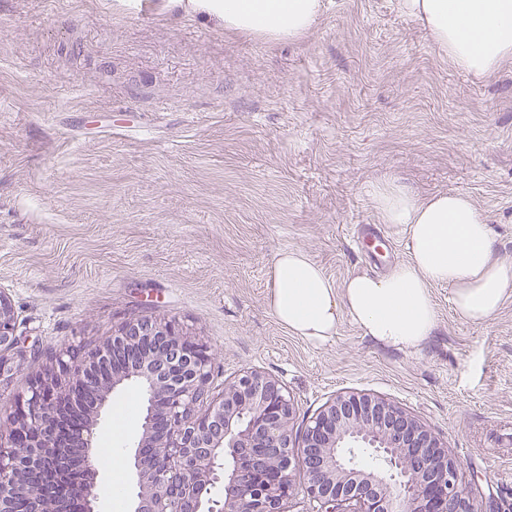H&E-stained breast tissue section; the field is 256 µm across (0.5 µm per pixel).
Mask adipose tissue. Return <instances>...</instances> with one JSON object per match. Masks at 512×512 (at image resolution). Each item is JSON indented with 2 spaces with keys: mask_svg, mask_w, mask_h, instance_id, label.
<instances>
[{
  "mask_svg": "<svg viewBox=\"0 0 512 512\" xmlns=\"http://www.w3.org/2000/svg\"><path fill=\"white\" fill-rule=\"evenodd\" d=\"M206 23L242 36L288 42L318 22L323 0H162ZM439 52L476 79L512 62V0H399ZM381 223L399 228L408 258L385 276L357 273L337 285L303 251L279 252L268 305L288 331L321 344L350 319L383 347L415 352L433 336L435 285L452 289L455 311L489 322L512 294V269L498 259L487 216L461 193L417 197L395 183L372 190Z\"/></svg>",
  "mask_w": 512,
  "mask_h": 512,
  "instance_id": "obj_1",
  "label": "adipose tissue"
}]
</instances>
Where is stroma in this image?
I'll use <instances>...</instances> for the list:
<instances>
[{"mask_svg": "<svg viewBox=\"0 0 512 512\" xmlns=\"http://www.w3.org/2000/svg\"><path fill=\"white\" fill-rule=\"evenodd\" d=\"M288 43L224 34L159 0H0V289L19 348L0 379V434L46 352L102 343L132 318L208 342L209 387L246 369L282 382L294 430L344 391L403 407L448 444L482 498L512 503V296L472 324L434 287V336L382 347L350 321L328 342L288 332L266 298L278 252L334 281L406 260L372 205L377 184L469 195L512 268V62L471 80L397 0H325ZM132 493L137 428L117 416Z\"/></svg>", "mask_w": 512, "mask_h": 512, "instance_id": "stroma-1", "label": "stroma"}]
</instances>
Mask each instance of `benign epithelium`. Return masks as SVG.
Segmentation results:
<instances>
[{"label": "benign epithelium", "instance_id": "7a95c632", "mask_svg": "<svg viewBox=\"0 0 512 512\" xmlns=\"http://www.w3.org/2000/svg\"><path fill=\"white\" fill-rule=\"evenodd\" d=\"M19 344L15 308L0 290V377L13 370L4 353ZM45 372L18 398L8 438L0 437V512L27 498L43 512L37 480L60 474L63 454L52 430L60 406L87 394L69 447L82 456L84 479L56 512H99V461L94 430L114 389L135 383L146 395L132 460L131 512H287L293 459L302 460L306 492L319 512H502L477 502L461 480L460 460L401 407L357 392L335 397L293 441L294 400L277 379L245 371L208 396L209 346L171 321L124 322L95 348L48 355ZM206 401L204 412L195 405ZM375 465L356 462L359 452ZM224 487L217 500L211 490Z\"/></svg>", "mask_w": 512, "mask_h": 512}]
</instances>
